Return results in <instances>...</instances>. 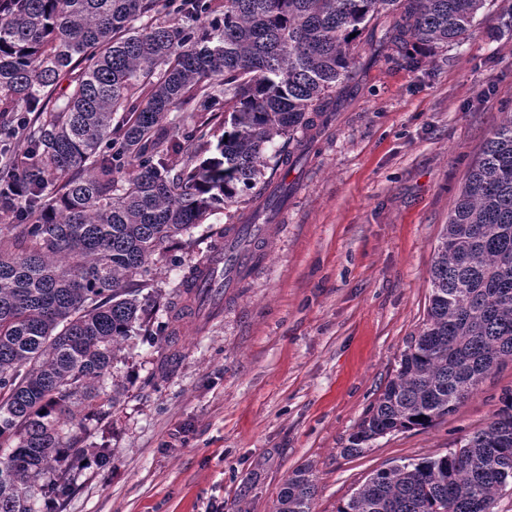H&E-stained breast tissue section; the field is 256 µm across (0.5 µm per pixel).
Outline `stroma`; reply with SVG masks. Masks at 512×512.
<instances>
[{
	"label": "stroma",
	"mask_w": 512,
	"mask_h": 512,
	"mask_svg": "<svg viewBox=\"0 0 512 512\" xmlns=\"http://www.w3.org/2000/svg\"><path fill=\"white\" fill-rule=\"evenodd\" d=\"M494 9L469 39L418 64L382 59L302 164L265 168L288 212L255 268L208 321L167 329L166 303L213 230L247 199L210 212L151 263L150 336L128 341L109 417L87 422L65 512H273L298 468L313 512L338 507L377 471L437 458L483 428L512 390V360L432 425L347 454L351 435L419 335L435 248L468 172L512 110V35Z\"/></svg>",
	"instance_id": "stroma-1"
}]
</instances>
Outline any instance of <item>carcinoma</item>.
Listing matches in <instances>:
<instances>
[{
	"label": "carcinoma",
	"mask_w": 512,
	"mask_h": 512,
	"mask_svg": "<svg viewBox=\"0 0 512 512\" xmlns=\"http://www.w3.org/2000/svg\"><path fill=\"white\" fill-rule=\"evenodd\" d=\"M486 2L0 0V512L37 497L63 509L101 382L146 330L163 245L244 194L246 223L266 219L289 191L263 180L268 146L285 139L278 165L309 156L358 91L356 49L412 63L467 38ZM185 105L201 119L172 142L162 122ZM213 112L224 137L201 159ZM165 142L194 151L175 164ZM429 288L425 327L350 454L447 416L512 359V112L469 171ZM510 480L512 393L460 447L378 471L337 512H493ZM315 494L297 469L275 512H312Z\"/></svg>",
	"instance_id": "cac0c4a2"
}]
</instances>
